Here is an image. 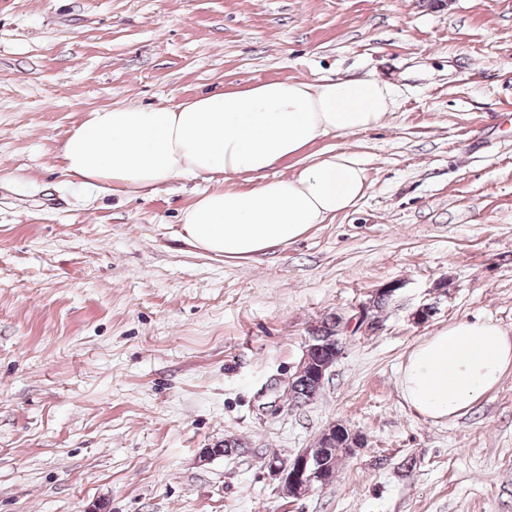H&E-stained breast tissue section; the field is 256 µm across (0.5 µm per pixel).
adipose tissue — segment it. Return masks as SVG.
<instances>
[{
    "label": "adipose tissue",
    "mask_w": 512,
    "mask_h": 512,
    "mask_svg": "<svg viewBox=\"0 0 512 512\" xmlns=\"http://www.w3.org/2000/svg\"><path fill=\"white\" fill-rule=\"evenodd\" d=\"M393 105L379 79L263 81L175 105L87 113L60 154L69 178L126 195H150L173 179L217 182L183 211L179 234L209 254L250 259L348 211L366 191L345 151L286 177L268 170L323 135L380 125ZM511 369L512 336L493 318L464 316L411 349L398 384L410 407L438 422L465 414Z\"/></svg>",
    "instance_id": "obj_1"
}]
</instances>
